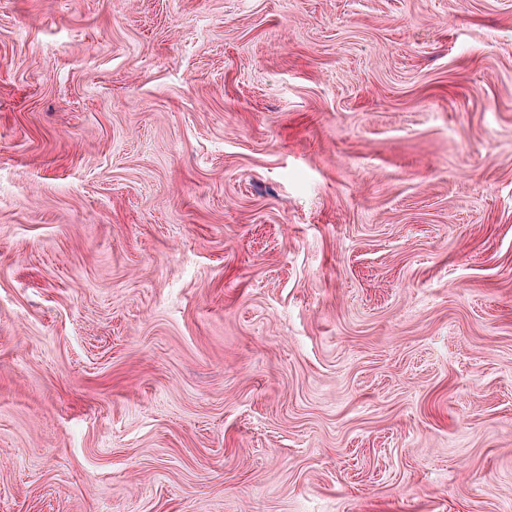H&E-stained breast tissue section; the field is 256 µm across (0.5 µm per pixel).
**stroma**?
I'll list each match as a JSON object with an SVG mask.
<instances>
[{
  "instance_id": "stroma-1",
  "label": "stroma",
  "mask_w": 512,
  "mask_h": 512,
  "mask_svg": "<svg viewBox=\"0 0 512 512\" xmlns=\"http://www.w3.org/2000/svg\"><path fill=\"white\" fill-rule=\"evenodd\" d=\"M0 512H512V0H0Z\"/></svg>"
}]
</instances>
